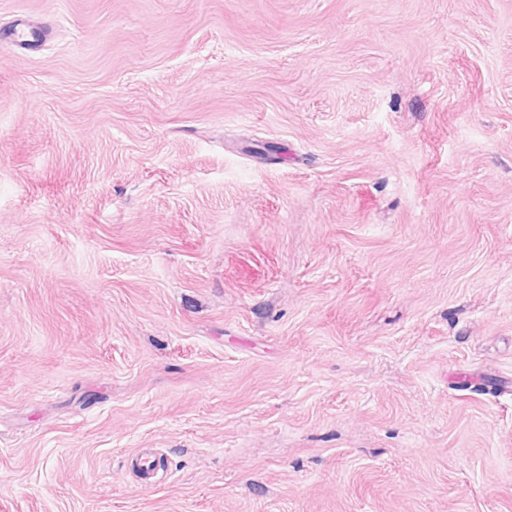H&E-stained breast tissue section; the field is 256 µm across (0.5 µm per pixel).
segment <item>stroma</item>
I'll return each instance as SVG.
<instances>
[{
	"label": "stroma",
	"instance_id": "35a3bbf8",
	"mask_svg": "<svg viewBox=\"0 0 512 512\" xmlns=\"http://www.w3.org/2000/svg\"><path fill=\"white\" fill-rule=\"evenodd\" d=\"M20 17L0 512H512V0ZM21 24H15L13 26L8 27L6 31H3V36L5 38H12L21 40L24 38V29L18 28ZM57 23L50 22L45 24L44 26L38 27L37 29H29L28 30V39H23V42L28 43L30 49L35 50L39 48V46L53 33Z\"/></svg>",
	"mask_w": 512,
	"mask_h": 512
}]
</instances>
